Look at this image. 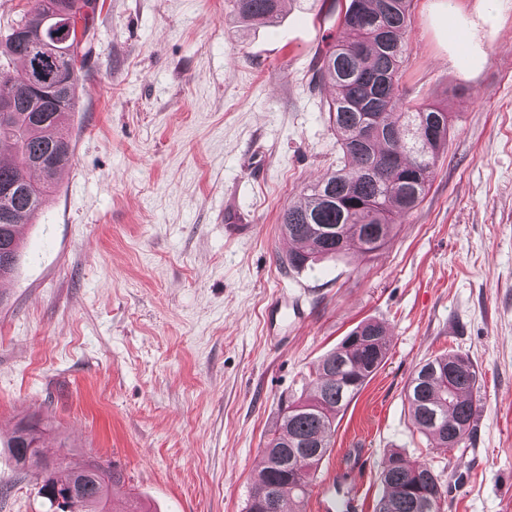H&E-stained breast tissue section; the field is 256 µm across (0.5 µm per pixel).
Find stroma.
<instances>
[{
  "label": "stroma",
  "instance_id": "obj_1",
  "mask_svg": "<svg viewBox=\"0 0 512 512\" xmlns=\"http://www.w3.org/2000/svg\"><path fill=\"white\" fill-rule=\"evenodd\" d=\"M338 12L286 0L276 25L240 27L233 0H104L73 164L0 285V512H52L8 448L27 422L47 460L118 465L109 512H245L282 405L366 318L389 354L339 414L306 512L340 474L374 512L395 448L448 485L442 512H512V0H413L399 93L451 115L430 188L380 250L294 269L280 215L340 157L332 90L310 82ZM233 210L248 227L230 237ZM284 289L304 317L276 338ZM449 352L481 388L448 451L406 387Z\"/></svg>",
  "mask_w": 512,
  "mask_h": 512
}]
</instances>
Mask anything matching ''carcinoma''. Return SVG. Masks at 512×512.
<instances>
[{"label":"carcinoma","instance_id":"obj_1","mask_svg":"<svg viewBox=\"0 0 512 512\" xmlns=\"http://www.w3.org/2000/svg\"><path fill=\"white\" fill-rule=\"evenodd\" d=\"M284 0H235L239 19L271 25ZM413 0H345L338 19L345 38L318 52L312 81L333 88L328 119L336 131L344 165L307 187L302 202L283 209L282 234L297 244L289 265L302 268L324 256L345 253L357 245L373 252L390 237L394 217L416 209L428 192L437 158L448 143L450 113L435 105L403 108L399 78L407 50L404 35ZM103 4L99 0H34V5L0 42V57L21 68L0 70V97L11 109L0 117V142L12 159L0 162V280L11 276L22 256L17 228L29 224L49 200L55 179L34 180L33 158L46 156L52 174L69 166L73 149L67 132L69 115L78 107L80 71L93 54L92 30ZM36 30L52 46L50 60L40 61L45 80L59 73L69 78L66 103L39 99L32 89L36 57L18 30ZM390 345L379 322L358 323L336 348L313 368L312 392L283 410L282 422L263 448L265 464L255 476L246 512H303L311 477L331 448L336 419L384 364ZM479 371L466 356L448 353L419 365L406 389L415 427L440 448H459L477 423ZM10 452L25 471L42 475L38 493L59 512H104L122 471L91 460L75 469L51 467L40 448L16 432ZM64 475H59L60 471ZM86 473L79 501L66 492L71 477ZM383 494L375 512H442L445 492L440 478L425 463L392 451L381 471Z\"/></svg>","mask_w":512,"mask_h":512}]
</instances>
